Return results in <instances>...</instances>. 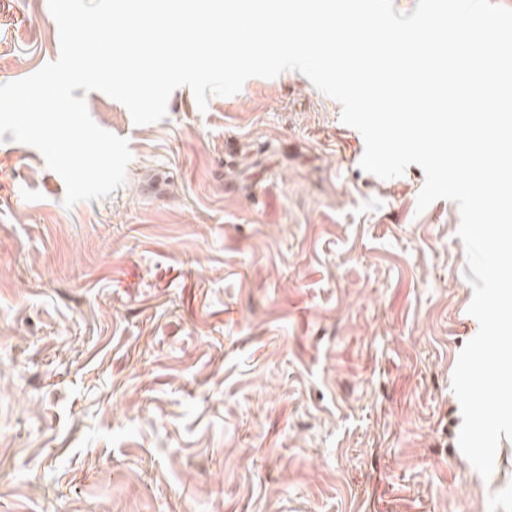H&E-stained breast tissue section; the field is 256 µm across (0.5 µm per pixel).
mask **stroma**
Listing matches in <instances>:
<instances>
[{
	"mask_svg": "<svg viewBox=\"0 0 512 512\" xmlns=\"http://www.w3.org/2000/svg\"><path fill=\"white\" fill-rule=\"evenodd\" d=\"M0 0V84L59 54ZM132 160L110 196L0 137V512H512V440L465 462L479 330L455 202L363 171L300 72L159 122L76 89Z\"/></svg>",
	"mask_w": 512,
	"mask_h": 512,
	"instance_id": "1",
	"label": "stroma"
}]
</instances>
